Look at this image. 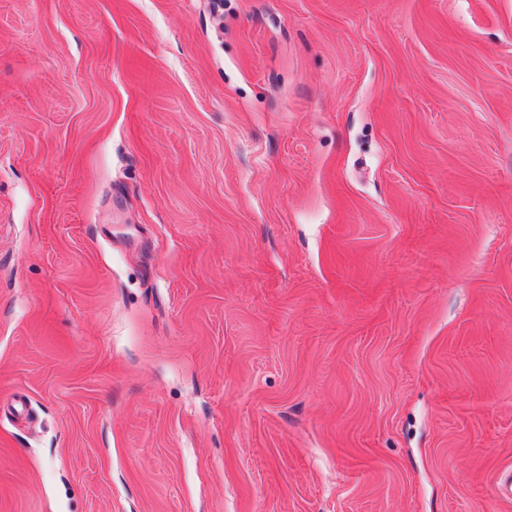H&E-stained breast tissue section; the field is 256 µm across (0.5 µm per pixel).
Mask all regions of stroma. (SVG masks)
Wrapping results in <instances>:
<instances>
[{
	"label": "stroma",
	"mask_w": 512,
	"mask_h": 512,
	"mask_svg": "<svg viewBox=\"0 0 512 512\" xmlns=\"http://www.w3.org/2000/svg\"><path fill=\"white\" fill-rule=\"evenodd\" d=\"M512 0H0V512H512Z\"/></svg>",
	"instance_id": "35a3bbf8"
}]
</instances>
